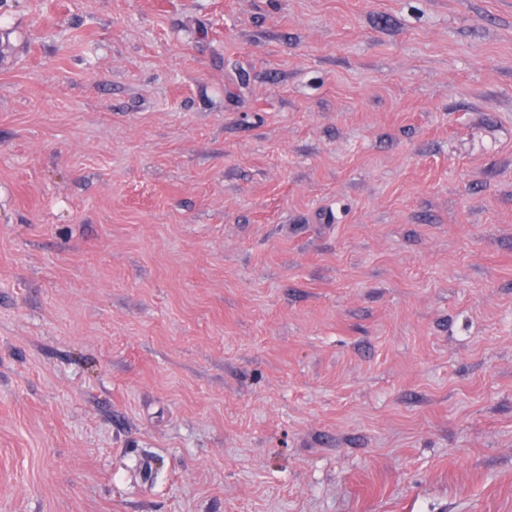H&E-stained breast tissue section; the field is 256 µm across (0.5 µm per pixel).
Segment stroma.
Here are the masks:
<instances>
[{"instance_id": "stroma-1", "label": "stroma", "mask_w": 512, "mask_h": 512, "mask_svg": "<svg viewBox=\"0 0 512 512\" xmlns=\"http://www.w3.org/2000/svg\"><path fill=\"white\" fill-rule=\"evenodd\" d=\"M0 512H512V0H0Z\"/></svg>"}]
</instances>
